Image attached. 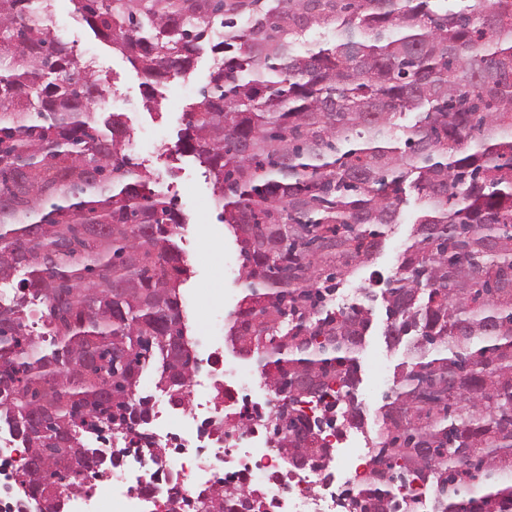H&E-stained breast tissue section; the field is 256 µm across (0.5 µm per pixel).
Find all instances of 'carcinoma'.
Returning <instances> with one entry per match:
<instances>
[{"label": "carcinoma", "mask_w": 512, "mask_h": 512, "mask_svg": "<svg viewBox=\"0 0 512 512\" xmlns=\"http://www.w3.org/2000/svg\"><path fill=\"white\" fill-rule=\"evenodd\" d=\"M72 3L148 79L186 72L207 46L223 54L184 138L241 246L227 336L277 394L270 424L293 467L328 456L323 428L362 424L375 294L333 299L412 195L411 243L381 290L406 358L347 512H413L389 488L415 479L433 512H512V0ZM49 7L0 0V286L19 297L0 304V417L54 475L92 468L97 449L76 452L85 433L120 436L146 412L141 374L180 403L198 365L178 343L185 218L136 168L122 116L99 127L104 81L41 22ZM207 18L222 41L197 26ZM327 26L333 41L294 50ZM28 302L50 342L29 331ZM308 399L322 404L311 420ZM19 478L55 512L46 477Z\"/></svg>", "instance_id": "cac0c4a2"}]
</instances>
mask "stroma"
<instances>
[{"label": "stroma", "mask_w": 512, "mask_h": 512, "mask_svg": "<svg viewBox=\"0 0 512 512\" xmlns=\"http://www.w3.org/2000/svg\"><path fill=\"white\" fill-rule=\"evenodd\" d=\"M55 10L59 23L66 28V39L106 81L99 104L102 115L122 114L130 153L149 176L153 189L173 200L187 218L176 242L189 269L183 295L193 299L196 306L186 311L185 323L196 350L206 351L217 316H228L243 295L242 257L233 232L217 217L212 174L178 145L186 115L207 85L218 57L203 51L186 73L151 84L76 17L70 0H56ZM163 144L175 146V153L160 152ZM417 215L415 204L402 208L383 249L360 269L350 281V288L370 286L396 272ZM385 327V310L381 302H374L372 324L359 357L361 383L357 392L367 427L377 422L378 409L391 391L393 372L404 358L403 348L387 345Z\"/></svg>", "instance_id": "stroma-1"}]
</instances>
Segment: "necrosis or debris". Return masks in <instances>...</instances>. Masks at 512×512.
<instances>
[{
  "label": "necrosis or debris",
  "instance_id": "1",
  "mask_svg": "<svg viewBox=\"0 0 512 512\" xmlns=\"http://www.w3.org/2000/svg\"><path fill=\"white\" fill-rule=\"evenodd\" d=\"M223 351L214 344L191 402L174 403L153 375L142 377L154 392L149 418L123 435L124 452L100 448L103 464L93 479L65 487L68 512H172L178 504L203 512L219 486L238 492L225 512H250L254 500L265 512H340L367 482L380 427L325 429L319 441L333 450L326 465L294 470L269 433L276 400L265 377L224 367ZM26 461L19 438L1 430L0 512L32 504L17 482Z\"/></svg>",
  "mask_w": 512,
  "mask_h": 512
}]
</instances>
